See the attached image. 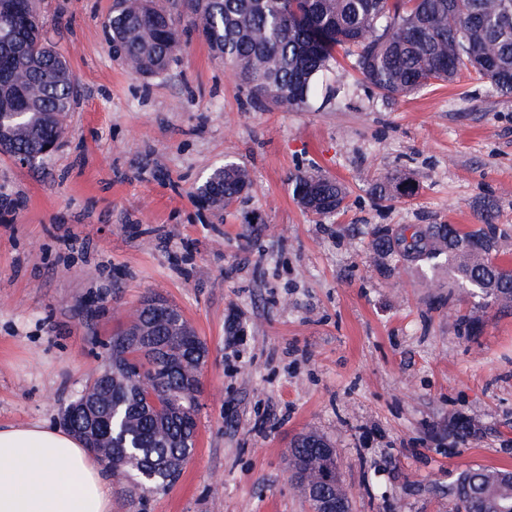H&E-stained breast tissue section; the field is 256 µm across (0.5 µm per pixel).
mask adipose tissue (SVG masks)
<instances>
[{
    "mask_svg": "<svg viewBox=\"0 0 512 512\" xmlns=\"http://www.w3.org/2000/svg\"><path fill=\"white\" fill-rule=\"evenodd\" d=\"M0 512H112L110 473L72 432L0 427Z\"/></svg>",
    "mask_w": 512,
    "mask_h": 512,
    "instance_id": "adipose-tissue-1",
    "label": "adipose tissue"
}]
</instances>
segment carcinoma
Here are the masks:
<instances>
[{"label": "carcinoma", "instance_id": "cac0c4a2", "mask_svg": "<svg viewBox=\"0 0 512 512\" xmlns=\"http://www.w3.org/2000/svg\"><path fill=\"white\" fill-rule=\"evenodd\" d=\"M192 26L254 104L283 112L309 110L320 79L344 54L351 69L385 100L418 93L436 81L453 82L473 72L493 92L512 96V0H114L107 19L112 54L133 75L158 76L179 61L178 19ZM80 90L64 55L44 36L40 0H0V154L29 163L59 142ZM249 171L227 161L197 189L209 208L222 212L249 191ZM383 199L410 197L406 177L380 179ZM293 194L319 217L345 206V184L318 172L294 177ZM495 211L480 213V226L418 227L410 237L390 228L372 231L370 251L398 256L404 265L448 260L457 287L482 304L512 307V268L496 261ZM112 377L101 373L63 413L79 430L86 422L82 400L94 398L109 421L112 477L131 503L173 481L171 466L195 448L199 367L205 343L181 311L150 297L109 341ZM336 465V450L322 436L306 433L289 450L297 489L318 512L326 496L347 497L339 478L323 482ZM456 512H512V472L470 468L448 486Z\"/></svg>", "mask_w": 512, "mask_h": 512}]
</instances>
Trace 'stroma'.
<instances>
[{
	"mask_svg": "<svg viewBox=\"0 0 512 512\" xmlns=\"http://www.w3.org/2000/svg\"><path fill=\"white\" fill-rule=\"evenodd\" d=\"M112 4L41 0L82 95L51 155H0V426L61 425L157 294L208 347L196 445L175 483L136 505L114 492L112 512H308L287 473L308 432L335 447L353 512H455L459 473L512 471V310L367 249L377 227L471 230L490 201L512 264V97L465 73L387 102L344 64L342 106L267 110L196 35L169 73L132 76ZM227 160L252 187L217 213L193 192ZM305 170L343 182L346 208L307 213ZM386 175L417 194L375 199Z\"/></svg>",
	"mask_w": 512,
	"mask_h": 512,
	"instance_id": "1",
	"label": "stroma"
}]
</instances>
